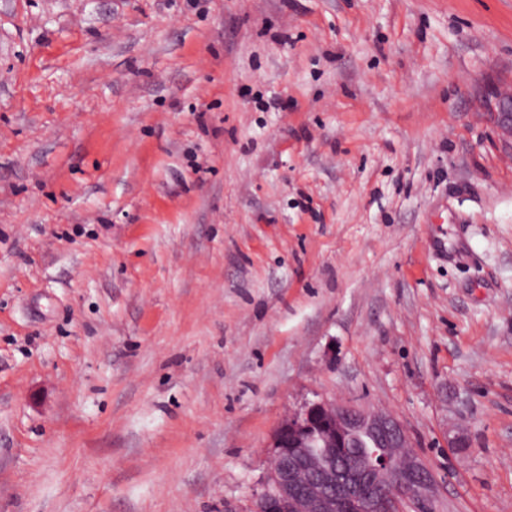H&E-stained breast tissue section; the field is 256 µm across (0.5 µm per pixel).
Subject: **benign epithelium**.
Masks as SVG:
<instances>
[{
	"label": "benign epithelium",
	"instance_id": "benign-epithelium-1",
	"mask_svg": "<svg viewBox=\"0 0 512 512\" xmlns=\"http://www.w3.org/2000/svg\"><path fill=\"white\" fill-rule=\"evenodd\" d=\"M484 104L512 139V90L489 88ZM361 431L383 442L364 471L348 448ZM412 447L406 427L390 411L308 402L272 437L257 512H432L438 480Z\"/></svg>",
	"mask_w": 512,
	"mask_h": 512
}]
</instances>
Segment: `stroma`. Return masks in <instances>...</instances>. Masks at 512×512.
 Instances as JSON below:
<instances>
[{
    "label": "stroma",
    "instance_id": "obj_1",
    "mask_svg": "<svg viewBox=\"0 0 512 512\" xmlns=\"http://www.w3.org/2000/svg\"><path fill=\"white\" fill-rule=\"evenodd\" d=\"M512 0H0V512H253L306 402L512 512ZM484 104L502 134L510 138L512 149V90L489 88L484 94Z\"/></svg>",
    "mask_w": 512,
    "mask_h": 512
}]
</instances>
